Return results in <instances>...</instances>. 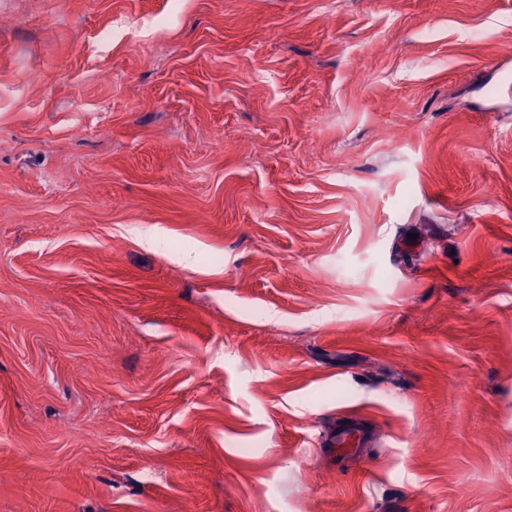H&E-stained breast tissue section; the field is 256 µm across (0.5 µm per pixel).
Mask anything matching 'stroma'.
<instances>
[{
	"label": "stroma",
	"mask_w": 512,
	"mask_h": 512,
	"mask_svg": "<svg viewBox=\"0 0 512 512\" xmlns=\"http://www.w3.org/2000/svg\"><path fill=\"white\" fill-rule=\"evenodd\" d=\"M0 512H512V0H0ZM375 440V432L361 420L347 417L336 421V426L326 432L322 443L332 448L336 457H339L345 453L361 454Z\"/></svg>",
	"instance_id": "obj_1"
}]
</instances>
